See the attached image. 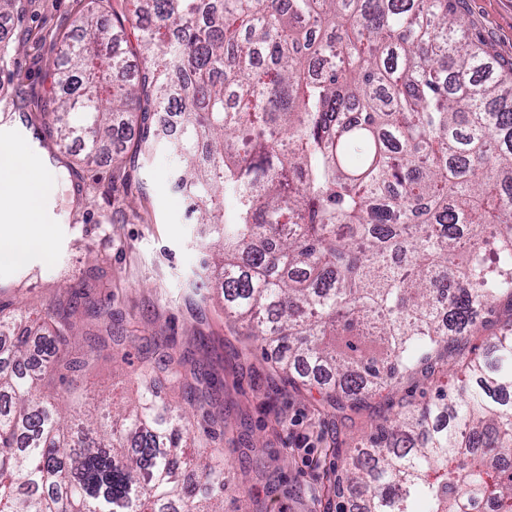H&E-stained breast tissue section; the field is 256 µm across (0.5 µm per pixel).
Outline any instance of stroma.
<instances>
[{
	"label": "stroma",
	"instance_id": "1",
	"mask_svg": "<svg viewBox=\"0 0 512 512\" xmlns=\"http://www.w3.org/2000/svg\"><path fill=\"white\" fill-rule=\"evenodd\" d=\"M87 3L21 0L0 27L13 73L0 85V113H23L39 133V152L54 159L48 170L60 200L45 251L0 265V300L43 315L74 303L83 334L96 326L94 311L110 310L113 339L83 378L84 390L98 398L125 403L162 353L184 358L198 381L162 386L161 394L186 415L207 402L223 407V433L210 437L198 428L187 445L222 453L224 512H324L316 491L340 462L334 448L393 417L405 401L434 396L435 381L414 372L356 412L323 405L318 390H294L225 318L204 271L200 227L189 223L185 198L173 189L178 162L167 144L145 153L128 145L118 161L109 146L92 162L83 142L57 145L49 134L58 90L53 62L76 40ZM457 7L499 68L512 69V0H459ZM511 320L512 301L502 300L479 332L449 345V362L479 352Z\"/></svg>",
	"mask_w": 512,
	"mask_h": 512
}]
</instances>
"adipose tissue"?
Masks as SVG:
<instances>
[{
  "instance_id": "adipose-tissue-1",
  "label": "adipose tissue",
  "mask_w": 512,
  "mask_h": 512,
  "mask_svg": "<svg viewBox=\"0 0 512 512\" xmlns=\"http://www.w3.org/2000/svg\"><path fill=\"white\" fill-rule=\"evenodd\" d=\"M50 183V173L31 167L20 147L0 142V262L20 263L43 250L37 216Z\"/></svg>"
}]
</instances>
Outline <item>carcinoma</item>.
<instances>
[{
  "mask_svg": "<svg viewBox=\"0 0 512 512\" xmlns=\"http://www.w3.org/2000/svg\"><path fill=\"white\" fill-rule=\"evenodd\" d=\"M55 67L62 147L157 136L215 240L224 314L297 389L358 408L512 300V86L453 0H91ZM142 68L127 75L126 28ZM236 209L224 213L223 198ZM0 304V512H223L224 464L187 455L184 416L139 378L131 405L63 413L105 334ZM325 496L340 512H512V321L448 387L354 443ZM193 472L197 495L185 484Z\"/></svg>",
  "mask_w": 512,
  "mask_h": 512,
  "instance_id": "1",
  "label": "carcinoma"
}]
</instances>
